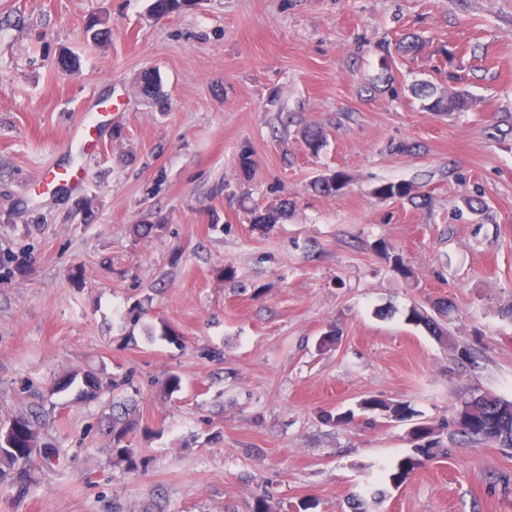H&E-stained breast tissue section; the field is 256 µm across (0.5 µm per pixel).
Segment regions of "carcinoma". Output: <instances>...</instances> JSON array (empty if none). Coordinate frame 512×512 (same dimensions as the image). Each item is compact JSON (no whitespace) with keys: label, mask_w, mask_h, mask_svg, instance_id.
<instances>
[{"label":"carcinoma","mask_w":512,"mask_h":512,"mask_svg":"<svg viewBox=\"0 0 512 512\" xmlns=\"http://www.w3.org/2000/svg\"><path fill=\"white\" fill-rule=\"evenodd\" d=\"M142 93L153 99L161 109H166L167 98L162 91L161 80L158 75L151 76L146 85L142 86ZM415 95L423 100V108L431 112H464L473 105L471 94L466 89L450 88L439 93L437 88L429 82L419 84ZM345 185V178L341 173H333L317 179L313 183L316 192L331 196L337 194ZM375 194L381 199H406L410 202L418 198L416 187L407 182H389L376 188ZM291 202L268 207L263 210L252 211V223L258 225L277 224L286 217ZM80 387V393L85 396L96 397L107 388L117 389L124 385L122 381L106 383L100 374L94 370L72 371L55 380L52 389L56 393L64 392L73 385ZM470 407L482 421V424L472 427L459 422L454 418L453 435L461 437L462 444L474 447L484 442H494L503 448H512V403H507L487 395L471 396L463 402ZM363 410L380 409L392 415L398 421H405L408 415L399 406H391L383 400L369 399L360 403ZM41 411L34 408L28 412H21L12 417V420L21 423L20 429L11 440V447L0 446V478L5 476V469L15 465L27 464L33 458L38 448L44 446L40 431ZM134 427V422L123 421L121 417H112V440L115 451L121 461L126 463L127 469L136 471L141 461L133 449L122 445L126 435ZM437 455L436 448H418L416 455L407 458L399 466V472L394 476L401 481L409 471L431 461Z\"/></svg>","instance_id":"obj_1"}]
</instances>
